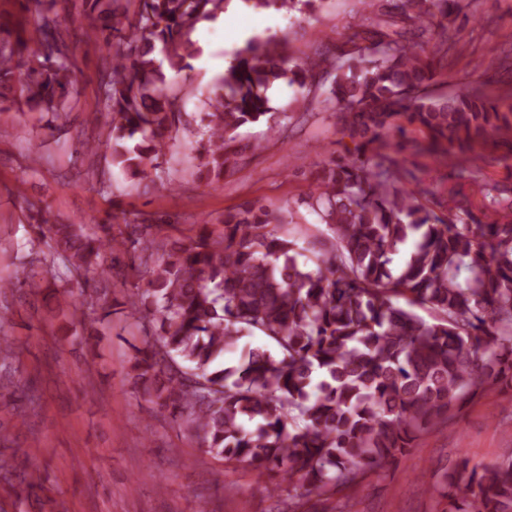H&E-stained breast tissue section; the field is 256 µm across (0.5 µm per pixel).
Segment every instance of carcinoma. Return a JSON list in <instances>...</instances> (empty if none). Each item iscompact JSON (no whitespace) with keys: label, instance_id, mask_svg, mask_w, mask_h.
I'll list each match as a JSON object with an SVG mask.
<instances>
[{"label":"carcinoma","instance_id":"obj_1","mask_svg":"<svg viewBox=\"0 0 512 512\" xmlns=\"http://www.w3.org/2000/svg\"><path fill=\"white\" fill-rule=\"evenodd\" d=\"M59 2L37 0L35 44L22 34L0 42L1 108L62 117L74 64ZM242 2L291 11L315 0ZM129 3L108 0L84 32L96 46L117 39L102 87L105 145L113 167L171 191L158 159L183 105L167 72L193 70L190 34L224 0H138L132 21ZM366 6L370 15L339 54L296 60L280 42L248 40L201 117L197 168L213 185L248 149L237 130L275 111L273 86L296 87L306 112L333 105L354 153L324 167L303 200L329 237L299 246L258 201L226 212L219 232L202 224L180 244L151 218L117 235L110 224L35 225L44 272L92 274L77 291L81 309L65 301L58 313L96 332L123 312L141 333L128 372L136 396L186 417L205 453L277 474L288 483L280 512L361 484L424 432L448 426L456 406L512 383V188L483 205L490 222L455 200L440 217L421 202L432 191L407 187L416 175L402 159H448L461 176L487 161L489 147L512 154V107L501 109L483 82L435 93L458 46L448 36L456 0H402L400 18L376 12L375 0ZM148 265L146 287L112 289ZM253 336L271 349L251 347ZM235 352L237 364L225 365ZM441 484L448 512H512V457L488 465L463 457Z\"/></svg>","mask_w":512,"mask_h":512}]
</instances>
